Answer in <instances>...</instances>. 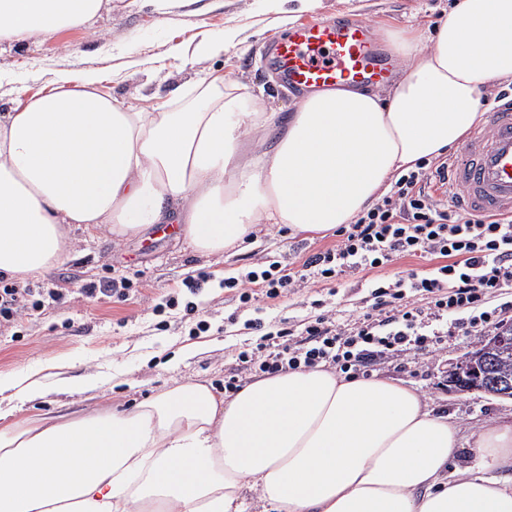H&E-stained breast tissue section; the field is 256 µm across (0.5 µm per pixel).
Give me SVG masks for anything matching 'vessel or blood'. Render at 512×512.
Here are the masks:
<instances>
[{"instance_id":"1","label":"vessel or blood","mask_w":512,"mask_h":512,"mask_svg":"<svg viewBox=\"0 0 512 512\" xmlns=\"http://www.w3.org/2000/svg\"><path fill=\"white\" fill-rule=\"evenodd\" d=\"M271 70L302 96L342 85H381L394 60L371 26L358 17L310 20L267 48ZM446 181L476 215L512 216V98L501 101L449 156Z\"/></svg>"}]
</instances>
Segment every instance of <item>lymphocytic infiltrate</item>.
<instances>
[{
  "label": "lymphocytic infiltrate",
  "mask_w": 512,
  "mask_h": 512,
  "mask_svg": "<svg viewBox=\"0 0 512 512\" xmlns=\"http://www.w3.org/2000/svg\"><path fill=\"white\" fill-rule=\"evenodd\" d=\"M445 170L442 164L417 162L380 202L338 228L334 248L306 261L321 282L382 268L401 256L430 261L429 273L372 281L371 309L352 325L320 314L300 330L279 329L276 342L239 353V372L275 375L325 363L345 373L390 353L430 357L442 336L437 322L472 335L491 322L492 312L483 308L487 297L512 290V217L468 213L455 195L445 203L437 200L430 185ZM224 285L238 289L246 305L254 289L275 299L293 292L299 282L277 262L225 279Z\"/></svg>",
  "instance_id": "f902f5d3"
}]
</instances>
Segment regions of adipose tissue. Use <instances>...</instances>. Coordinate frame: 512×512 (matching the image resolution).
<instances>
[{
  "mask_svg": "<svg viewBox=\"0 0 512 512\" xmlns=\"http://www.w3.org/2000/svg\"><path fill=\"white\" fill-rule=\"evenodd\" d=\"M103 0H0V40L94 19ZM384 90L309 94L295 112L244 113L210 89L201 108L136 112L97 75L0 113V275L67 260L72 226L115 240L176 226L202 254L244 244L259 224L327 232L354 221L394 176L457 144L483 88L512 79V0H457L430 37L393 43ZM278 123L241 159L244 124ZM456 427L416 390L321 368L260 377L233 396L204 384L132 410L15 417L0 407V512H512V483L443 475ZM477 453L512 467V425Z\"/></svg>",
  "mask_w": 512,
  "mask_h": 512,
  "instance_id": "1",
  "label": "adipose tissue"
}]
</instances>
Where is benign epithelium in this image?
<instances>
[{
	"instance_id": "1",
	"label": "benign epithelium",
	"mask_w": 512,
	"mask_h": 512,
	"mask_svg": "<svg viewBox=\"0 0 512 512\" xmlns=\"http://www.w3.org/2000/svg\"><path fill=\"white\" fill-rule=\"evenodd\" d=\"M511 343L512 325L506 324L448 370V384L497 396L512 393V380L492 373L490 365L493 351Z\"/></svg>"
}]
</instances>
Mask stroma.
<instances>
[{
  "instance_id": "stroma-1",
  "label": "stroma",
  "mask_w": 512,
  "mask_h": 512,
  "mask_svg": "<svg viewBox=\"0 0 512 512\" xmlns=\"http://www.w3.org/2000/svg\"><path fill=\"white\" fill-rule=\"evenodd\" d=\"M456 0H319L314 11L278 12L275 0H109L95 21L58 29L23 43L0 42V113L30 98L102 71L100 92L133 109L157 112L172 90L196 88L197 70L187 65L197 42L223 39L233 46L212 58L211 77L239 88L248 112H292L298 99L274 82L265 54L269 42L290 21L357 15L381 42L392 34L434 31ZM335 232L289 235L278 224L257 225L247 246L221 256L195 252L186 242L150 232L114 241L75 230L73 254L42 276L0 277V287L24 289L27 310L0 325V375L36 374L49 386L44 395L21 404L19 414H75L94 407L128 409L150 395L181 383L206 382L223 390L237 367L239 352L255 347L259 336L250 322L260 318L266 331L297 326L325 314L336 323L353 322L369 295L371 280L425 274L431 264L413 257L395 259L373 270L347 274L324 285L310 278L306 260L335 246ZM260 261L290 266L304 278L302 288L277 299L256 294L243 306L225 279L240 277ZM206 275L197 293L185 283ZM129 283L125 296L90 300L81 286L102 281ZM57 298H50V291ZM196 312H188L187 303ZM459 329L443 337L435 356L391 355L368 367L372 378H386L422 393L431 408L458 428V450L445 476L468 472L494 477L498 471L473 447L474 435L494 422L512 421V398L458 390L446 382L448 369L474 344ZM75 386L60 394L59 379Z\"/></svg>"
}]
</instances>
